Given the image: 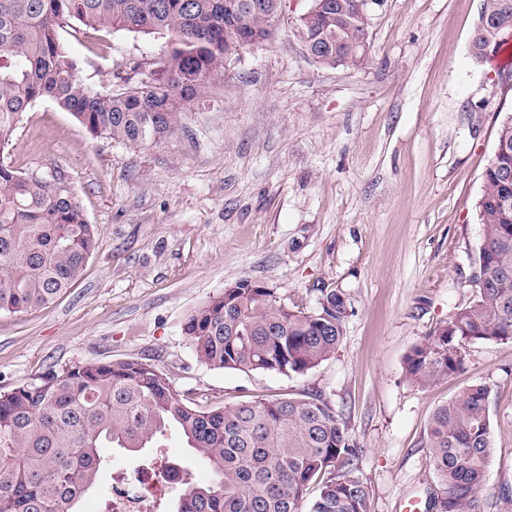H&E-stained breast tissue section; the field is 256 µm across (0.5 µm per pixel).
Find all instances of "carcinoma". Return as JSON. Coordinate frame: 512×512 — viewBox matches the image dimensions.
<instances>
[{
  "label": "carcinoma",
  "mask_w": 512,
  "mask_h": 512,
  "mask_svg": "<svg viewBox=\"0 0 512 512\" xmlns=\"http://www.w3.org/2000/svg\"><path fill=\"white\" fill-rule=\"evenodd\" d=\"M246 0H0V149L27 108L47 99L94 137L132 145L162 143L182 130L194 101L241 40H264L273 18L240 19ZM488 27L472 52L486 62L512 49V0H484ZM352 0H315L298 32L334 66L363 33ZM157 34L154 67L125 87L92 90L63 34L81 28ZM482 238L475 298L415 345L404 363L418 388L460 370L476 343L512 342V113H504L476 203ZM96 247L95 226L57 173L47 178L0 160V313L45 307L82 276ZM345 294L319 289L305 309L244 278L184 321L200 362L243 373L305 374L333 356L350 316ZM485 382L439 406L426 445L441 489L442 512H484L480 490L492 454ZM177 429L210 469L207 482L185 470L173 512H371L356 475L359 451L319 395L241 401L213 407L178 398L145 360L90 361L51 370L0 391V512H76L107 460L103 448L137 452ZM315 495L304 510L310 489Z\"/></svg>",
  "instance_id": "1"
}]
</instances>
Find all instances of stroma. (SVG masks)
I'll return each instance as SVG.
<instances>
[{
  "label": "stroma",
  "instance_id": "35a3bbf8",
  "mask_svg": "<svg viewBox=\"0 0 512 512\" xmlns=\"http://www.w3.org/2000/svg\"><path fill=\"white\" fill-rule=\"evenodd\" d=\"M311 5L282 0L272 39L228 61L166 142L93 137L48 100L27 109L5 157L64 174L97 246L52 304L0 313V391L79 361L148 358L179 398L215 407L318 394L360 450L371 512L411 500L428 512V421L483 381L493 448L484 512H512V343L468 345L459 371L423 389L403 371L413 346L476 293L475 204L512 110L496 65L471 53L483 0H371L369 49L355 67L307 56L297 26ZM68 44L85 83L106 93L119 88L117 68L152 61L161 41L115 31ZM242 278L303 307L318 289L345 293L352 312L336 353L288 377L199 362L186 315ZM105 454L80 512H101L113 475L154 455L211 477L173 429L159 451Z\"/></svg>",
  "mask_w": 512,
  "mask_h": 512
}]
</instances>
